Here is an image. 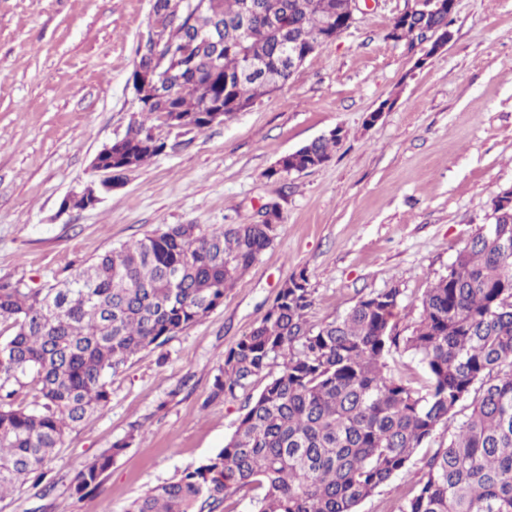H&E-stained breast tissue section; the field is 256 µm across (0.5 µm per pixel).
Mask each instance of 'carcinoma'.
I'll use <instances>...</instances> for the list:
<instances>
[{
  "mask_svg": "<svg viewBox=\"0 0 512 512\" xmlns=\"http://www.w3.org/2000/svg\"><path fill=\"white\" fill-rule=\"evenodd\" d=\"M350 0H207L176 15L153 0L150 19L164 25L135 50L130 79L159 69L141 99L142 119L104 147L92 167L118 183L163 150L154 122L201 131L285 85L283 41L315 51L328 18L345 25ZM455 0L403 23L393 41L446 32ZM210 33L204 44L198 35ZM266 62L268 80L247 70ZM219 66L210 67L212 57ZM339 132L282 157L270 175L322 165ZM94 204L91 187L67 196L64 210ZM277 210L258 224L204 230L174 224L80 266L47 288L0 281V500L29 481L39 485L64 438L111 400L110 378L126 360L200 322L226 290L271 246ZM400 291L361 297L343 316L308 323L312 291L305 273L283 281L262 322L224 356L210 399H225L268 373L239 425L214 457L152 487L125 512H217L225 497L260 489L254 512H357V506L404 470L435 428H453L448 448L429 457L419 488L398 512H512V207L493 203L490 222L456 251L448 272L420 298L409 336L394 333ZM409 353L424 385L388 373L393 354ZM278 366L271 374L272 366ZM32 386L34 407L16 402ZM471 412L456 421L457 408ZM135 440L106 449L76 476L86 495Z\"/></svg>",
  "mask_w": 512,
  "mask_h": 512,
  "instance_id": "cac0c4a2",
  "label": "carcinoma"
}]
</instances>
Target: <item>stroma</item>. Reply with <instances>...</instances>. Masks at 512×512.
I'll return each mask as SVG.
<instances>
[{"label": "stroma", "instance_id": "stroma-1", "mask_svg": "<svg viewBox=\"0 0 512 512\" xmlns=\"http://www.w3.org/2000/svg\"><path fill=\"white\" fill-rule=\"evenodd\" d=\"M403 7L372 0L287 85L224 122L156 125L160 155L94 207L64 213L62 199L92 181L96 154L136 118L128 78L151 0H0V280L42 288L172 224H255L268 203L280 215L273 244L223 304L132 356L111 378L110 403L66 436L49 486L25 485L0 512H125L217 454L268 378L214 400V377L291 274L309 279L310 324L396 288L395 331L411 335L422 293L512 188V0H455L452 37L427 60L422 45L387 37ZM334 131L321 166L273 176L283 156ZM136 426L143 439L95 492L76 495L83 466ZM450 436L438 426L357 512H396Z\"/></svg>", "mask_w": 512, "mask_h": 512}]
</instances>
